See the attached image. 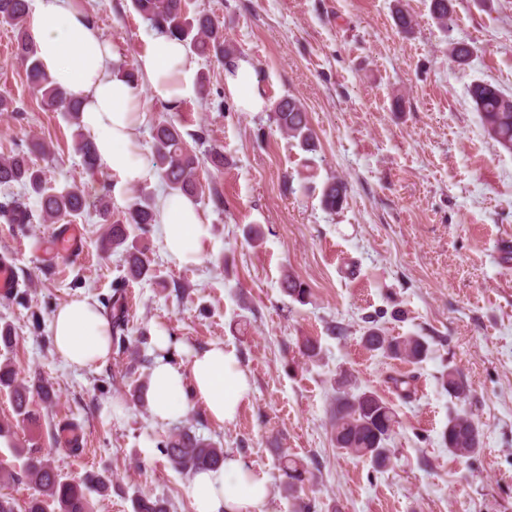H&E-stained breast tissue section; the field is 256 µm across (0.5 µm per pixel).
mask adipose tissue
Instances as JSON below:
<instances>
[{
    "instance_id": "1",
    "label": "adipose tissue",
    "mask_w": 512,
    "mask_h": 512,
    "mask_svg": "<svg viewBox=\"0 0 512 512\" xmlns=\"http://www.w3.org/2000/svg\"><path fill=\"white\" fill-rule=\"evenodd\" d=\"M26 30L53 82L80 99L82 129L96 146L114 197L154 182V168L136 150L145 118L140 89L148 87L154 100L167 105L195 96L197 68L183 44L151 32L146 50L133 63L137 79L131 82L119 72L120 55L77 0H32ZM224 84L243 111L264 109L250 59L234 58L224 69ZM155 221L168 256L182 264L199 262L210 225L191 196L159 195ZM51 328L57 354L72 368L100 366L112 354V324L91 297L60 306ZM154 345L146 399L156 422L177 420L191 400L217 422L235 419L252 381L234 352L213 343L179 364L180 346L169 336H155ZM192 485L193 512H263L271 494L267 476L233 453L221 468L195 473Z\"/></svg>"
}]
</instances>
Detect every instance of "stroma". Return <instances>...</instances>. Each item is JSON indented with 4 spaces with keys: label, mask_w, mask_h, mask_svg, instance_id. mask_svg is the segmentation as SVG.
Wrapping results in <instances>:
<instances>
[{
    "label": "stroma",
    "mask_w": 512,
    "mask_h": 512,
    "mask_svg": "<svg viewBox=\"0 0 512 512\" xmlns=\"http://www.w3.org/2000/svg\"><path fill=\"white\" fill-rule=\"evenodd\" d=\"M125 63L147 47L150 30L131 0H84ZM216 20L226 41L249 58L266 103L291 94L308 112L315 152L301 150L270 111H240L224 88V68L196 57L204 90L170 113L142 90L146 119L137 144L152 160L151 129L174 117L205 137L195 150L201 185L195 200L211 237L196 264L163 249L159 226L144 240L150 281L124 282L118 255L103 252L105 227L94 208L76 217L82 249L56 252V225L0 219V258L19 286L0 295V323L17 343L0 346L23 379L53 386L38 403L37 427L18 430L20 445L52 449L67 480L87 471L112 475L94 512H132L139 495L163 497L169 512H193L192 478L174 469L159 443L167 427L133 399L149 368H131L113 349L93 370L75 371L54 350L50 324L69 299L88 296L104 314L124 283L129 339L140 332L174 337L179 361L212 342L233 349L253 379V392L233 422L209 419L192 403L185 416L198 434L240 453L267 475L264 512H292L280 488V461L291 455L315 466L303 498L316 512H512V150L485 131L468 89L478 81L512 96V0H453L455 22L443 28L430 0H187ZM413 18L395 24L396 10ZM473 49L454 62L450 44ZM0 94L14 109L0 114V158L37 138L51 147L36 162L50 187L79 185L96 197L75 150L74 126L46 106L14 56L10 27L0 25ZM226 163L205 162L209 147ZM338 178L347 201L337 213L321 205L325 183ZM260 226L252 241L248 226ZM293 272L310 287L309 303L284 295ZM389 336L419 335L431 356L419 364L366 350L370 324ZM318 341L303 357V337ZM456 368L470 387L450 398L438 379ZM351 372L360 389L391 402L399 425L390 464L336 450L329 411L334 381ZM412 379L414 394L397 396L393 378ZM466 413L482 429L480 450L458 457L442 443L451 416ZM79 425L77 452L61 443L66 421Z\"/></svg>",
    "instance_id": "35a3bbf8"
}]
</instances>
